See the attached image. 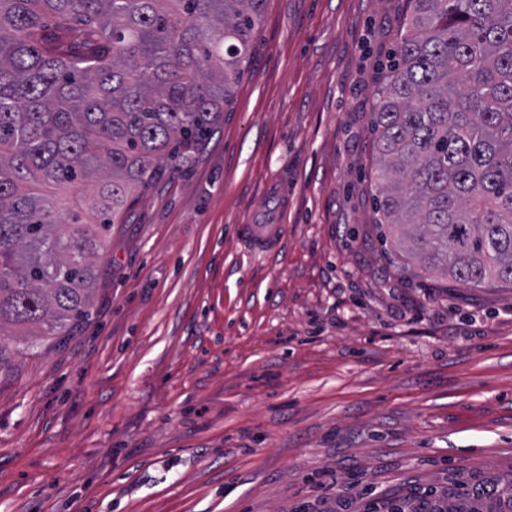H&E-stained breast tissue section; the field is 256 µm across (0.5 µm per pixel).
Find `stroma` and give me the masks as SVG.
<instances>
[{"mask_svg":"<svg viewBox=\"0 0 512 512\" xmlns=\"http://www.w3.org/2000/svg\"><path fill=\"white\" fill-rule=\"evenodd\" d=\"M406 7L266 0L232 111L129 199L88 318L0 338V512H383L512 478V285L415 277L376 223ZM280 224H243L240 227L244 241L257 251L275 248L279 239Z\"/></svg>","mask_w":512,"mask_h":512,"instance_id":"obj_1","label":"stroma"}]
</instances>
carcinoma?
Masks as SVG:
<instances>
[{
    "label": "carcinoma",
    "instance_id": "carcinoma-1",
    "mask_svg": "<svg viewBox=\"0 0 512 512\" xmlns=\"http://www.w3.org/2000/svg\"><path fill=\"white\" fill-rule=\"evenodd\" d=\"M378 89V220L424 273L512 284V0H407ZM263 0H0V335L66 336L103 237L199 149ZM94 184L61 223L39 188Z\"/></svg>",
    "mask_w": 512,
    "mask_h": 512
}]
</instances>
